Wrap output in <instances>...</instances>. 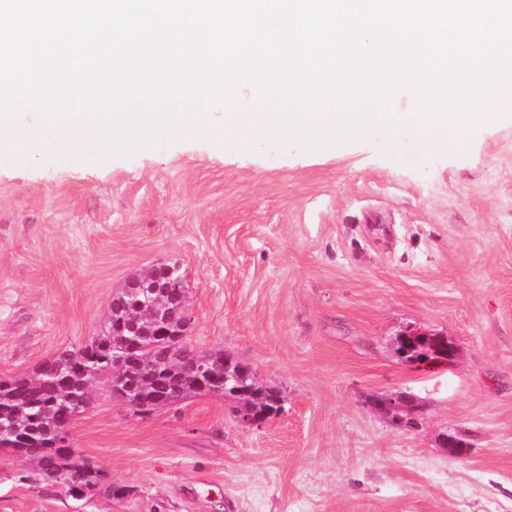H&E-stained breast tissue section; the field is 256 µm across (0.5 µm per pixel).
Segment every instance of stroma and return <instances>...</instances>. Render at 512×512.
Wrapping results in <instances>:
<instances>
[{"mask_svg":"<svg viewBox=\"0 0 512 512\" xmlns=\"http://www.w3.org/2000/svg\"><path fill=\"white\" fill-rule=\"evenodd\" d=\"M0 151V375L30 376L95 336L117 288L180 262L191 338L250 363L287 399L260 427L223 398L134 416L103 388L70 433L122 498L29 481L0 448V512H512V118L425 149L247 148L224 129L97 164L48 147ZM408 325L453 341L447 364L395 353ZM405 390L419 428L370 396ZM456 431L470 448L437 447Z\"/></svg>","mask_w":512,"mask_h":512,"instance_id":"1","label":"stroma"}]
</instances>
